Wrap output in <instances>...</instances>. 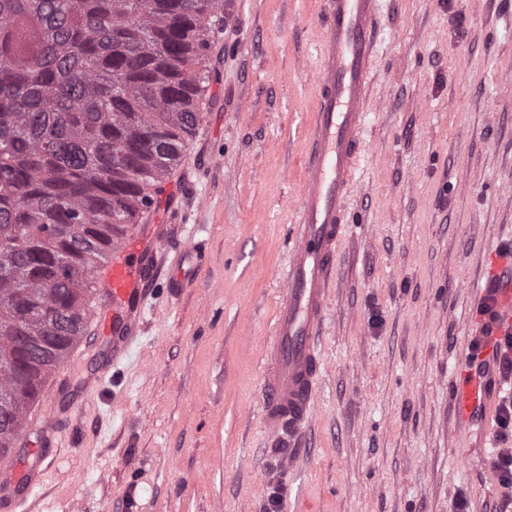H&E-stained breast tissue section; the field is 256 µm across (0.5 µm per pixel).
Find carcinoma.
<instances>
[{
  "label": "carcinoma",
  "instance_id": "1",
  "mask_svg": "<svg viewBox=\"0 0 512 512\" xmlns=\"http://www.w3.org/2000/svg\"><path fill=\"white\" fill-rule=\"evenodd\" d=\"M223 0H0V450L195 135Z\"/></svg>",
  "mask_w": 512,
  "mask_h": 512
}]
</instances>
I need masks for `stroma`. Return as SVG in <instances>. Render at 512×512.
<instances>
[{
  "instance_id": "1",
  "label": "stroma",
  "mask_w": 512,
  "mask_h": 512,
  "mask_svg": "<svg viewBox=\"0 0 512 512\" xmlns=\"http://www.w3.org/2000/svg\"><path fill=\"white\" fill-rule=\"evenodd\" d=\"M325 0H224L196 134L164 184L168 264L102 383L97 334L46 380L65 447L30 512H492L504 494L449 394L489 252L512 242V0H379L367 119L318 341L314 414L292 464L262 423L261 374L318 106ZM197 257V249L195 243H188L181 252L176 267L172 271L171 278L175 285L181 286L195 272L192 261ZM187 266V267H186Z\"/></svg>"
}]
</instances>
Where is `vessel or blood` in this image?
<instances>
[{
	"label": "vessel or blood",
	"mask_w": 512,
	"mask_h": 512,
	"mask_svg": "<svg viewBox=\"0 0 512 512\" xmlns=\"http://www.w3.org/2000/svg\"><path fill=\"white\" fill-rule=\"evenodd\" d=\"M378 0H326L319 59L321 92L313 114L312 144L304 157V185L284 272L286 291L273 324L262 372V423L278 445L298 447L313 416L318 376L317 340L323 327L337 250L346 233L347 197L358 171L363 105L374 53ZM168 244L164 224H137L113 250L95 279L112 318V356L133 340L149 279ZM195 244H187L172 272L182 285L195 272ZM482 381L462 363L452 387L457 429H467L483 397ZM43 481L40 464L0 468V487L16 490L10 508L27 503Z\"/></svg>",
	"instance_id": "b4317fda"
}]
</instances>
